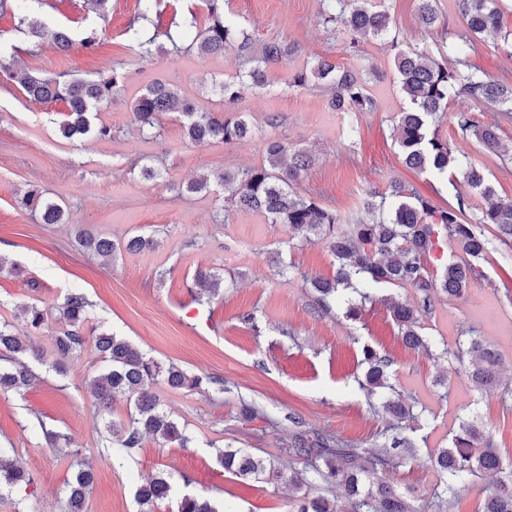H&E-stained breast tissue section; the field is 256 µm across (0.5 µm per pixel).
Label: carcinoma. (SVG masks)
<instances>
[{"instance_id": "obj_1", "label": "carcinoma", "mask_w": 512, "mask_h": 512, "mask_svg": "<svg viewBox=\"0 0 512 512\" xmlns=\"http://www.w3.org/2000/svg\"><path fill=\"white\" fill-rule=\"evenodd\" d=\"M207 12L206 26L197 31L191 43L183 47L172 35L170 46L156 42L157 34L132 33L140 57L147 61L158 53L195 50L202 59H210L232 51L243 61L244 71L232 81L219 84L221 97L235 103L252 90L270 86L268 73L298 51L297 45L283 40L255 43L239 23L226 14L228 0H203ZM386 0H322L321 17L332 31L349 37V48L360 47L371 40H387L394 47L393 66L400 92L407 107L397 115V142L406 166L418 172L446 175L460 172L464 190L457 191L455 203L439 206L422 196L412 186L392 182L383 190L366 192L363 210L371 222L347 221L332 205L314 192L302 193L297 184L312 162V151L289 144L285 139L264 142L265 163L238 169H220L187 182L185 194L208 193L214 186L228 192L224 197V217L236 210L259 211L271 224H285L292 236L301 240H321L336 262L333 277H305L317 304L328 310L331 303L345 308V317L357 321L366 303L373 301L371 289L385 287L412 288L409 299L389 296L385 306L404 345L412 350H430L423 334L421 320L435 310L439 297H460L479 276L475 261L488 260L489 240L482 227L492 224L497 238L512 243V200L498 197L495 187L483 169L462 163L455 155L453 139L442 134L441 124L447 117L450 100L464 96L476 104L488 105L505 115L512 114V85L492 81L471 66L460 68L448 64L450 56H460L464 43L442 44L433 53L426 42L410 43L392 34L393 18ZM501 0H458L466 24L465 38L470 40L502 27ZM417 20L424 32L441 26L443 17L437 0H418ZM34 42L51 44L59 51H68L73 40L65 29L51 32L38 21L28 22ZM3 81L18 84L27 98L37 102L66 104V117L59 125L62 137L73 140L92 134L99 140L112 138V127L92 124V114L112 101L125 87L127 76L112 68L94 79L69 75L44 76L29 69H16L10 59L0 58ZM377 76L375 68L354 70L341 67L327 59L309 62L288 74L287 87L301 91L323 87L329 92L330 105L349 117L374 112L377 103L368 89L369 76ZM177 112L185 137L191 142L205 140L225 144L240 143L253 136L245 114L227 117L222 111L202 112L196 103L179 88L162 79L147 84L133 102V120L139 131L155 137L160 133L159 117ZM456 134L475 137L486 149L501 155L498 126L477 124L470 113H455ZM18 206L36 214L44 224L66 223L63 207L45 197L35 187L19 193ZM471 220H465L466 216ZM79 240L88 251L108 257L116 245L107 237L89 230L79 231ZM454 243L462 254L454 255L440 267H431L432 253L440 246ZM201 293L215 296L224 287V278L208 269L195 276ZM89 302L81 293L69 295L62 315L68 329L55 338L59 362L81 353L88 342L98 353L105 368L91 381L100 414L108 417L104 427L111 436L113 456L118 457L142 447L145 438L188 447L190 438L185 428L168 416L159 399L145 391L149 383L162 382L173 390H195L202 386L201 376L189 375L174 364L164 365L131 345L125 339L100 330L86 336V308ZM27 326L39 331L45 324L44 314L34 305L22 307ZM441 355L462 361L471 357L466 371L469 382L477 389L502 388L503 399L512 397V388L501 386L499 352L479 336H459L455 346L445 347ZM35 349L22 341L7 326H0V393L19 392L37 379L25 358H35ZM365 380L359 382L370 407L381 408L388 423L382 432L385 442L368 446L349 444L336 436L311 427L295 436L289 453L301 460L305 472L313 473L310 481L302 473L286 472L240 448L217 451V460L224 470L244 480H263L285 484L292 493L290 512H429L455 497L460 486L470 477L493 474L496 488L480 502L477 512H512V468L503 467L492 433L476 422H462L451 444L438 448L431 457L440 482L430 496L422 497L420 505L401 494L394 477L418 451L415 441L404 435L408 423L419 420L422 412L417 402L403 404L382 399L378 390H394L390 383L394 359L387 353L365 344L362 360ZM119 396L133 401V412L125 423L109 419L112 402ZM243 420H262L271 427L281 421L302 425L290 414L273 419L253 404H241ZM33 476L0 453V492L31 486ZM94 483V469L81 466L68 483L65 512H84L85 502ZM171 491L169 477L159 473L142 485L137 493L141 512H156L159 502ZM178 512H220L207 497L187 494L182 497Z\"/></svg>"}]
</instances>
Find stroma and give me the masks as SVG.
Masks as SVG:
<instances>
[{
  "instance_id": "35a3bbf8",
  "label": "stroma",
  "mask_w": 512,
  "mask_h": 512,
  "mask_svg": "<svg viewBox=\"0 0 512 512\" xmlns=\"http://www.w3.org/2000/svg\"><path fill=\"white\" fill-rule=\"evenodd\" d=\"M505 2L501 35L472 39L461 60L491 80L512 84V47L503 39L512 33V0ZM389 7L403 40L434 45L458 41L465 33L457 0H440L444 22L429 34L418 26L417 0H389ZM231 9L255 40H285L298 47L295 57L273 70L270 90L248 92L232 105L214 93L213 85L239 72L235 53L203 60L191 51L141 61L130 38L133 28L163 32L180 26L184 41H191L195 32L188 20L206 23L202 0H153L146 15L139 0H110L103 17L89 10L86 0H12L0 11V54L24 67L46 76L66 72L94 78L112 67L129 73L124 90L93 115L94 124L111 126L108 140L63 138V103L30 101L17 85L0 81V257L21 270L0 276V325L22 337L27 333L22 306L37 305L46 316L34 337L42 355L32 364L39 381L21 393H0V448L34 477L28 490L0 495V512H62L66 483L79 458L96 468L85 512H139L137 487L160 472L170 476L172 491L158 512H177L187 493L209 497L230 512H287L286 487L241 481L218 464L216 451L229 445L284 468L290 464L288 442L295 426L287 422L273 430L260 420L243 421L244 400L271 413L295 414L306 426L342 441L379 440L385 420L370 411L358 385L366 343L394 358L403 399L424 408L413 434L419 458L399 470L400 492L417 498L431 491L439 476L429 455L447 447L459 424L472 417L493 432L503 461L512 462V399L474 389L459 375L457 362L440 355L444 344L476 328L499 351L503 381L512 386V247L491 242L492 254L480 262L482 274L467 293L437 302L424 320L432 341L425 353L402 344L382 304L366 306L358 323L345 319L340 306L328 312L317 308L303 277L335 273L323 243L299 242L286 225L269 223L256 212L234 211L220 221V188L178 196L177 186L211 169L260 165L264 142L273 133L314 148L315 162L297 189L321 193L347 219L367 220L366 191L393 180L414 185L438 204L455 194L449 180L403 162L394 119L406 102L389 44L370 41L359 56H351L346 35L324 27L321 0H232ZM32 17L50 29L68 28L77 41L87 30H97L102 44L92 51L77 45L67 53L47 44L33 46L24 24ZM320 57L341 66L379 67L382 79L373 86L378 107L359 115V134H350L346 114L330 109L325 91L287 88L289 69ZM155 79L173 82L200 109L247 113L253 138L241 144L192 143L174 113L163 115L158 138L141 136L131 104ZM272 113L280 120L274 131L265 124ZM453 142L460 159L485 167L499 196L512 200V160L470 136H454ZM143 157L163 170V179H142L138 161ZM31 186L63 206L67 223L43 224L17 207L16 192ZM80 229L112 239L118 246L112 259L84 251L76 240ZM143 234L158 239L156 250H124L128 238ZM207 268L237 275L234 286L209 302L199 300L194 285L196 270ZM75 292L90 303V327L123 337L161 363L208 377L200 390L150 388L185 425L187 447L147 438L129 455L110 458L90 387L103 369L97 353L85 348L68 360L63 374L52 367L55 338L66 326L62 307ZM248 312L254 316L250 324L242 320ZM48 429L65 436L67 445L49 447Z\"/></svg>"
}]
</instances>
